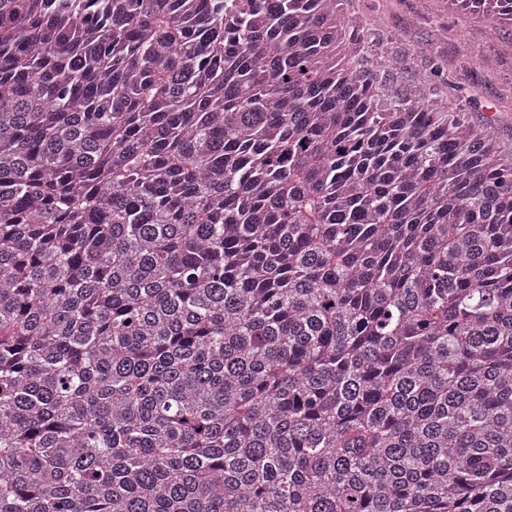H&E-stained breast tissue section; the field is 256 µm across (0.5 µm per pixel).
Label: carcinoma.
<instances>
[{"instance_id": "cac0c4a2", "label": "carcinoma", "mask_w": 512, "mask_h": 512, "mask_svg": "<svg viewBox=\"0 0 512 512\" xmlns=\"http://www.w3.org/2000/svg\"><path fill=\"white\" fill-rule=\"evenodd\" d=\"M340 2L0 0V512H512V157Z\"/></svg>"}]
</instances>
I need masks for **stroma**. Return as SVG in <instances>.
Returning a JSON list of instances; mask_svg holds the SVG:
<instances>
[{"mask_svg": "<svg viewBox=\"0 0 512 512\" xmlns=\"http://www.w3.org/2000/svg\"><path fill=\"white\" fill-rule=\"evenodd\" d=\"M342 8L377 56L406 60L401 73L379 68L381 78L397 87L424 79L434 100L471 124L493 118L499 145L512 153V23L464 13L448 0H344Z\"/></svg>", "mask_w": 512, "mask_h": 512, "instance_id": "35a3bbf8", "label": "stroma"}]
</instances>
